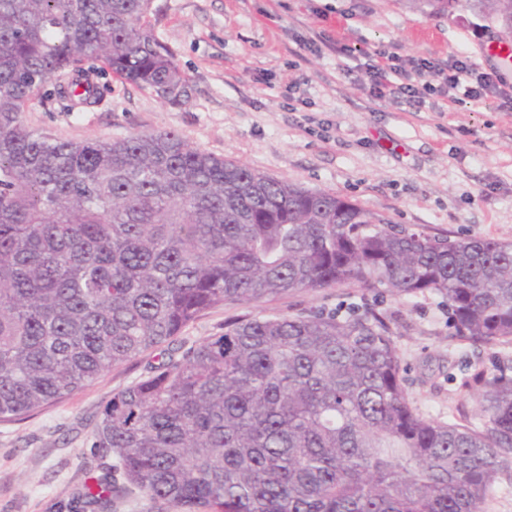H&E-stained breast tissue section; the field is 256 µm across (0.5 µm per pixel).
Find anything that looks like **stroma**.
Returning <instances> with one entry per match:
<instances>
[{"instance_id": "obj_1", "label": "stroma", "mask_w": 512, "mask_h": 512, "mask_svg": "<svg viewBox=\"0 0 512 512\" xmlns=\"http://www.w3.org/2000/svg\"><path fill=\"white\" fill-rule=\"evenodd\" d=\"M153 34L174 53L190 98L172 106L103 70L101 102L71 108L50 78L24 114L49 137L84 141L172 131L190 146L269 177L340 195L391 225L430 235L512 242V112L495 97L429 96L422 111L369 90L362 51L390 48L435 64L464 54L512 88V70L484 56L496 23L472 10L433 12L412 0H153ZM360 47L347 57L337 44ZM369 303L396 313L394 336L413 407L440 421L473 418L476 369L512 364V344L452 338L441 298H397L352 287L299 292L271 313ZM153 355L105 372L33 416L0 422V512H62L89 472L113 464L93 427L114 391Z\"/></svg>"}]
</instances>
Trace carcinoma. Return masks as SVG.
<instances>
[{
  "mask_svg": "<svg viewBox=\"0 0 512 512\" xmlns=\"http://www.w3.org/2000/svg\"><path fill=\"white\" fill-rule=\"evenodd\" d=\"M444 2L512 40V0ZM151 4L0 0V421L156 351L94 425L121 478H93L70 512H108L128 484L177 512H479L512 456V366L473 374L477 422H441L409 402L392 314L257 313L179 335L217 305L350 286L437 294L458 341L512 343V242L392 230L174 132L74 142L24 124L54 76L97 103L100 63L184 103Z\"/></svg>",
  "mask_w": 512,
  "mask_h": 512,
  "instance_id": "carcinoma-1",
  "label": "carcinoma"
}]
</instances>
